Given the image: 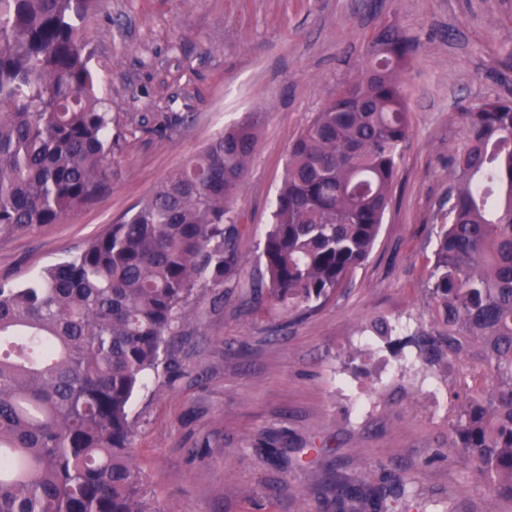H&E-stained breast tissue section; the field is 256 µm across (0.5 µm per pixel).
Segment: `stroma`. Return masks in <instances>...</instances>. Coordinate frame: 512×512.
Wrapping results in <instances>:
<instances>
[{"label": "stroma", "instance_id": "35a3bbf8", "mask_svg": "<svg viewBox=\"0 0 512 512\" xmlns=\"http://www.w3.org/2000/svg\"><path fill=\"white\" fill-rule=\"evenodd\" d=\"M414 37L411 128L392 202L348 288L299 315L252 299L292 141L359 71L381 28ZM101 97L112 106V188L59 224L0 237V280L28 283L120 221L225 126L260 115L238 205L241 272L198 292L167 364L131 400L133 454L158 512H297V497L340 467L403 478L454 512L489 492L439 456L461 401L422 365L364 332L423 321L426 246L440 222L457 112L512 98V0H103L84 22ZM317 456L279 465L271 437Z\"/></svg>", "mask_w": 512, "mask_h": 512}]
</instances>
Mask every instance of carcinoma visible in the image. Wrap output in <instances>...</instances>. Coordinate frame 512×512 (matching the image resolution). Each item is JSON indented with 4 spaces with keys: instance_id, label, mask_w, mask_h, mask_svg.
I'll use <instances>...</instances> for the list:
<instances>
[{
    "instance_id": "obj_1",
    "label": "carcinoma",
    "mask_w": 512,
    "mask_h": 512,
    "mask_svg": "<svg viewBox=\"0 0 512 512\" xmlns=\"http://www.w3.org/2000/svg\"><path fill=\"white\" fill-rule=\"evenodd\" d=\"M99 0H0V236L57 224L112 186V117L81 31ZM419 43L385 27L353 79L294 140L253 294L290 314L337 294L373 252L411 116ZM465 147L410 333L467 396L448 456L512 499V99L459 112ZM258 118L224 129L75 257L0 281V512H156L133 458L129 402L167 361L197 292L238 275L237 204ZM336 512H442L402 480L321 484Z\"/></svg>"
}]
</instances>
